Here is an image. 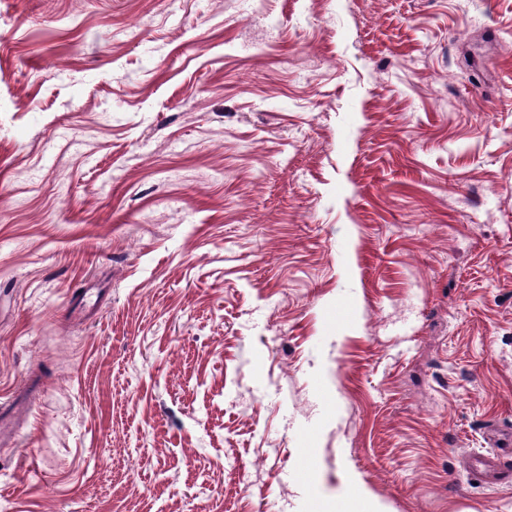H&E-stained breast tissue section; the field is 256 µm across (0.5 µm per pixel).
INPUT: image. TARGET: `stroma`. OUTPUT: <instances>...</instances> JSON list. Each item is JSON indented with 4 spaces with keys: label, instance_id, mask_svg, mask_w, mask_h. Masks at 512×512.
I'll list each match as a JSON object with an SVG mask.
<instances>
[{
    "label": "stroma",
    "instance_id": "obj_1",
    "mask_svg": "<svg viewBox=\"0 0 512 512\" xmlns=\"http://www.w3.org/2000/svg\"><path fill=\"white\" fill-rule=\"evenodd\" d=\"M0 512H512V0H0ZM504 455L492 454L469 462L465 472L467 478L485 485H508L512 483V466Z\"/></svg>",
    "mask_w": 512,
    "mask_h": 512
}]
</instances>
